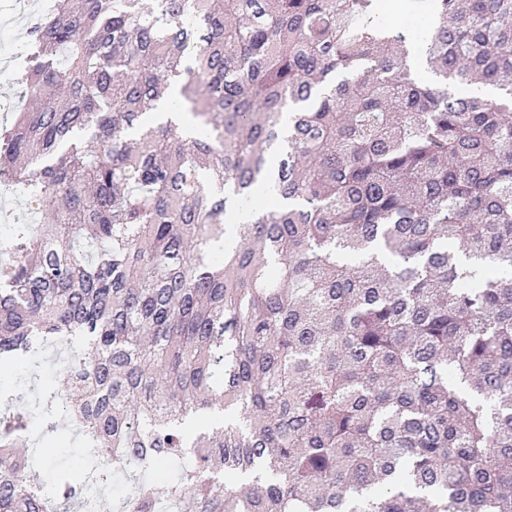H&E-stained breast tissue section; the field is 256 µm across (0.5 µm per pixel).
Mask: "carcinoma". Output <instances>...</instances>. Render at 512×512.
Masks as SVG:
<instances>
[{
	"label": "carcinoma",
	"mask_w": 512,
	"mask_h": 512,
	"mask_svg": "<svg viewBox=\"0 0 512 512\" xmlns=\"http://www.w3.org/2000/svg\"><path fill=\"white\" fill-rule=\"evenodd\" d=\"M381 13L64 0L30 28L0 359L74 344L46 421L102 484L127 467L124 512H512V0H429L433 85ZM34 422L0 412V512H71Z\"/></svg>",
	"instance_id": "cac0c4a2"
}]
</instances>
